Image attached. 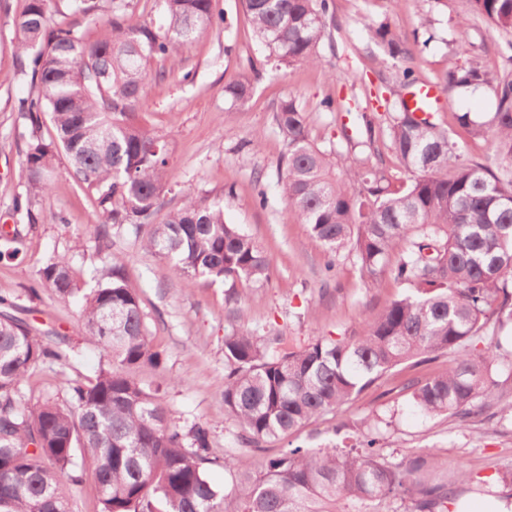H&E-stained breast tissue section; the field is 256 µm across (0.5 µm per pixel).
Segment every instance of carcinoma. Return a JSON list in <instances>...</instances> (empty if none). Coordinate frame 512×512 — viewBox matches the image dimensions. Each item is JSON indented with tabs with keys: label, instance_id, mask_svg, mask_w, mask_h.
<instances>
[{
	"label": "carcinoma",
	"instance_id": "obj_1",
	"mask_svg": "<svg viewBox=\"0 0 512 512\" xmlns=\"http://www.w3.org/2000/svg\"><path fill=\"white\" fill-rule=\"evenodd\" d=\"M463 26L483 19L512 33V0H466ZM266 61L282 69L321 67L334 50V0H242ZM133 0H26L15 25L16 67L30 91L16 120L27 129L25 194L13 209L23 224L0 230V258L14 259L37 231V199L53 191L51 173L64 153L74 180L93 196L100 219L98 252L112 230H127L144 250L166 262L187 288L221 280L262 284L271 264L263 248L224 209L203 197L158 219L165 206L161 173L167 141L147 129L141 105L151 84L178 69L184 49L226 23L219 0H161L165 24H127ZM59 14L69 18L60 26ZM369 40L404 65L419 46L385 22H366ZM165 60L168 70L152 69ZM448 92L492 86L497 106L488 122L455 114L458 127L486 141L497 163L475 161L447 130L400 100L388 130L362 113L361 145L388 148L408 172L391 180L369 160L350 161L309 136V112L292 95L273 122L284 142L277 182L293 217L308 225L331 260L352 256L364 278L382 276L405 287L367 316L360 336H318L295 346L280 334L236 329L224 336V413L237 442L258 447L287 440L341 411L398 366L446 355L448 370L402 388L426 417L465 423L500 401L499 375L512 372L496 329L512 325V54L494 76L481 66H456L434 78ZM247 78L229 82L233 105L251 97ZM53 126L47 136L45 122ZM49 290L60 300L79 291L66 255L47 259L26 291ZM23 309L0 298V512H73L72 497L90 474L98 512H448L465 495H496L504 477L474 478L462 462L450 469L436 451L394 460L383 438L364 433L352 445H288L253 470L240 449H224L230 482L206 476L212 425L179 423L160 396L133 377L162 369L163 352L139 294L118 259L107 256L96 286L85 295L77 332L99 345L108 367L70 376L73 348L52 328L39 329ZM57 368L68 385L60 403L34 394L30 379Z\"/></svg>",
	"mask_w": 512,
	"mask_h": 512
}]
</instances>
